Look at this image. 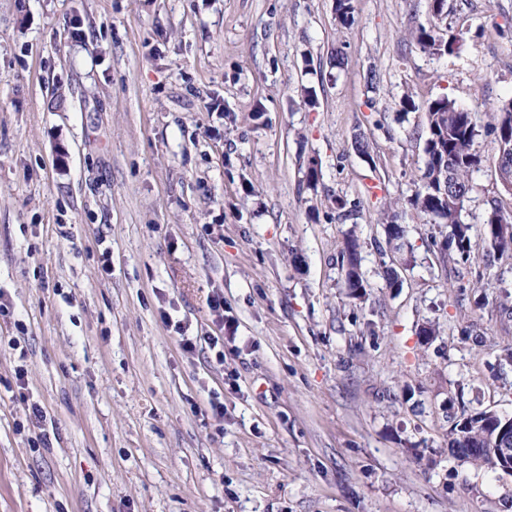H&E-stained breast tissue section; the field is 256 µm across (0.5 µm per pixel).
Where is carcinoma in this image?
<instances>
[{"label": "carcinoma", "mask_w": 512, "mask_h": 512, "mask_svg": "<svg viewBox=\"0 0 512 512\" xmlns=\"http://www.w3.org/2000/svg\"><path fill=\"white\" fill-rule=\"evenodd\" d=\"M446 2L428 0L426 16L416 28V44L421 52L430 56L450 55L460 48L456 37L441 34L437 26ZM336 20L345 29L354 25L353 0H336ZM400 105L404 112L422 109L428 117L425 164L408 203L412 209L432 216L435 223L448 225L451 234L443 239L442 246L453 250L457 261L471 263L479 257V244L473 235L472 225L463 220L462 212L464 202L473 190L472 173L482 164L474 143L482 129L494 135L498 145L497 167L504 172H512V98L495 106L492 121L485 126L478 124V110L463 107L446 95L419 104L413 95L406 93ZM398 220V211L390 208L384 212L390 243L403 235ZM482 236L493 251L512 255V211L491 207L483 224ZM360 253L358 237L353 234L347 236L341 250V265L350 267L344 287L357 297L364 296L368 287L360 268ZM482 415V411L464 413L450 430V447L460 458L480 466L485 465L486 460L481 450L495 446V423L490 419L483 420Z\"/></svg>", "instance_id": "cac0c4a2"}]
</instances>
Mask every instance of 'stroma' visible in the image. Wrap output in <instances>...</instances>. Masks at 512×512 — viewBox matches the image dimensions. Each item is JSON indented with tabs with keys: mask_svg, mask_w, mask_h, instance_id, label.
I'll list each match as a JSON object with an SVG mask.
<instances>
[{
	"mask_svg": "<svg viewBox=\"0 0 512 512\" xmlns=\"http://www.w3.org/2000/svg\"><path fill=\"white\" fill-rule=\"evenodd\" d=\"M335 6L0 0V512H512V476L448 446L462 411L512 415V257L437 254L448 225L408 203L427 114L400 106L511 97L512 0H448L442 57L426 0ZM474 149L479 230L512 193ZM427 2L426 16L423 21L418 23L415 32L417 46L421 52L429 56L454 54L460 48L456 37L454 35L446 37V35L439 32L447 0H428ZM437 19H439V27L437 26ZM361 243L357 236L349 235L343 241L341 250V266L345 270V265L350 267L345 276L344 286L348 288L349 295L354 297L365 296V288H369L367 281L360 268Z\"/></svg>",
	"mask_w": 512,
	"mask_h": 512,
	"instance_id": "35a3bbf8",
	"label": "stroma"
}]
</instances>
